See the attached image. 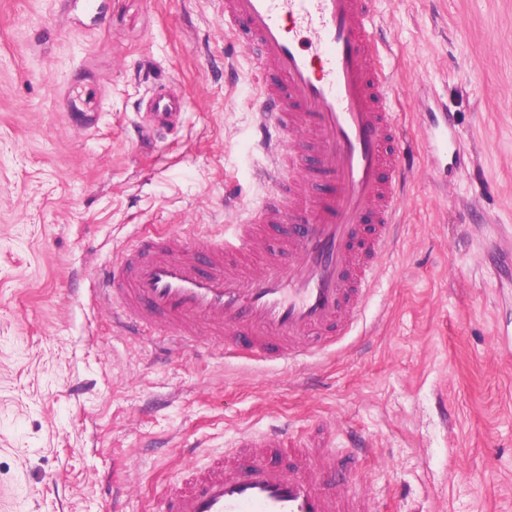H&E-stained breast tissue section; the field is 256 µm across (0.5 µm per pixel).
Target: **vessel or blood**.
Returning <instances> with one entry per match:
<instances>
[{
	"label": "vessel or blood",
	"mask_w": 512,
	"mask_h": 512,
	"mask_svg": "<svg viewBox=\"0 0 512 512\" xmlns=\"http://www.w3.org/2000/svg\"><path fill=\"white\" fill-rule=\"evenodd\" d=\"M373 0H224L227 32L244 34L274 81L259 100L261 180L274 196L247 223L217 234L131 244L99 280L112 324L125 334L201 337L221 352L292 365L334 348L364 311L397 242V203L412 167L390 110L392 79L372 28ZM181 97L155 90L144 138L173 125ZM298 142L282 140V131ZM451 119L425 140L443 155ZM336 184L314 195L316 180ZM280 228L268 249L269 226ZM355 461L335 464L297 441L289 424L242 432L231 456L170 479L160 512H372L352 496Z\"/></svg>",
	"instance_id": "vessel-or-blood-1"
}]
</instances>
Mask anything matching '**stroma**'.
I'll list each match as a JSON object with an SVG mask.
<instances>
[{"instance_id": "1", "label": "stroma", "mask_w": 512, "mask_h": 512, "mask_svg": "<svg viewBox=\"0 0 512 512\" xmlns=\"http://www.w3.org/2000/svg\"><path fill=\"white\" fill-rule=\"evenodd\" d=\"M221 0H0V512H158L195 459L290 421L374 512H512V0H374L393 110L414 142L397 245L315 368L165 356L124 336L96 277L136 237L242 224L261 79ZM186 95L139 143L158 87ZM451 157L423 139L439 112Z\"/></svg>"}]
</instances>
